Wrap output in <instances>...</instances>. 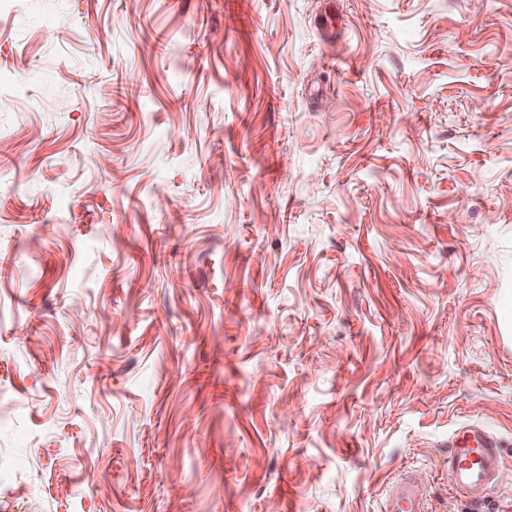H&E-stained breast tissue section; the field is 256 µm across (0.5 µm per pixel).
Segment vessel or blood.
Wrapping results in <instances>:
<instances>
[{
    "label": "vessel or blood",
    "instance_id": "vessel-or-blood-1",
    "mask_svg": "<svg viewBox=\"0 0 512 512\" xmlns=\"http://www.w3.org/2000/svg\"><path fill=\"white\" fill-rule=\"evenodd\" d=\"M447 464L451 486L476 502L499 484L503 474L502 450L497 441L476 430L455 436L448 449ZM384 508L386 512H425L408 479L391 485Z\"/></svg>",
    "mask_w": 512,
    "mask_h": 512
}]
</instances>
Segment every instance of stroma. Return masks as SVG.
<instances>
[{
  "instance_id": "1",
  "label": "stroma",
  "mask_w": 512,
  "mask_h": 512,
  "mask_svg": "<svg viewBox=\"0 0 512 512\" xmlns=\"http://www.w3.org/2000/svg\"><path fill=\"white\" fill-rule=\"evenodd\" d=\"M403 477L512 512V0H0V512ZM447 464L451 486L480 502L500 483L502 448L486 433L467 431L454 437L448 448Z\"/></svg>"
}]
</instances>
